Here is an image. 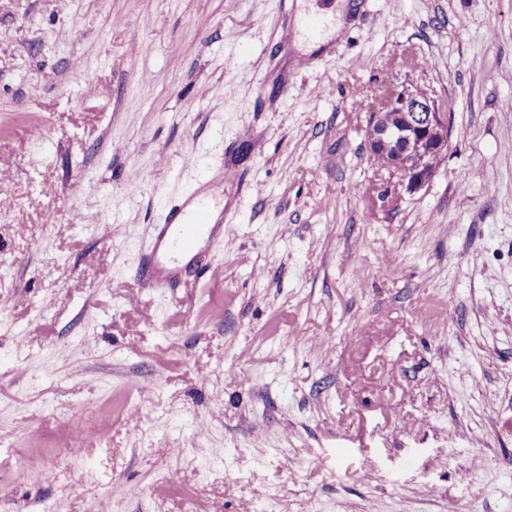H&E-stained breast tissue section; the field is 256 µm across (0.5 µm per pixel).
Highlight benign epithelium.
Wrapping results in <instances>:
<instances>
[{
    "instance_id": "1",
    "label": "benign epithelium",
    "mask_w": 512,
    "mask_h": 512,
    "mask_svg": "<svg viewBox=\"0 0 512 512\" xmlns=\"http://www.w3.org/2000/svg\"><path fill=\"white\" fill-rule=\"evenodd\" d=\"M387 112H397L399 125H383ZM369 123L378 132L368 141L372 155L381 153L378 141L397 145L392 155L381 161L406 192L413 194L434 177L439 162L448 154V137L452 117L443 105L429 94L406 87L389 93L374 108Z\"/></svg>"
}]
</instances>
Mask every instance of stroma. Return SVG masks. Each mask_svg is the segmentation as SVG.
<instances>
[{
    "mask_svg": "<svg viewBox=\"0 0 512 512\" xmlns=\"http://www.w3.org/2000/svg\"><path fill=\"white\" fill-rule=\"evenodd\" d=\"M402 86L454 113L413 194ZM0 165V512H512V0H0ZM386 112L391 124H396L399 113L397 127L382 124ZM449 112L429 94L412 87L390 92L371 111L369 123L378 132L368 141L369 150L373 157L382 153L379 140L398 146L391 156L385 153L381 165L397 178L407 193L413 194L428 184L439 162L447 156L452 123ZM375 160L380 157L376 156ZM236 182V172L225 170L222 177L204 181L205 191L193 209L186 210L183 203L170 209L160 224L149 225L151 248L136 258L143 283L166 292L177 288L186 273L198 274L209 268L203 265L200 247L206 240L224 235V226L208 224L207 204L223 198L226 188Z\"/></svg>",
    "mask_w": 512,
    "mask_h": 512,
    "instance_id": "obj_1",
    "label": "stroma"
}]
</instances>
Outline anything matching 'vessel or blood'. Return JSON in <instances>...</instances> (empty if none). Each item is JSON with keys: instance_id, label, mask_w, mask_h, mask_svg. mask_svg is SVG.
I'll return each mask as SVG.
<instances>
[{"instance_id": "vessel-or-blood-1", "label": "vessel or blood", "mask_w": 512, "mask_h": 512, "mask_svg": "<svg viewBox=\"0 0 512 512\" xmlns=\"http://www.w3.org/2000/svg\"><path fill=\"white\" fill-rule=\"evenodd\" d=\"M236 181L237 174L231 170L206 180L205 191L193 209L174 207L160 223L149 225L151 248L136 258L143 283L166 292L177 288L186 273L203 271L202 244L224 231L223 225L210 223L207 205L223 198L226 188Z\"/></svg>"}]
</instances>
